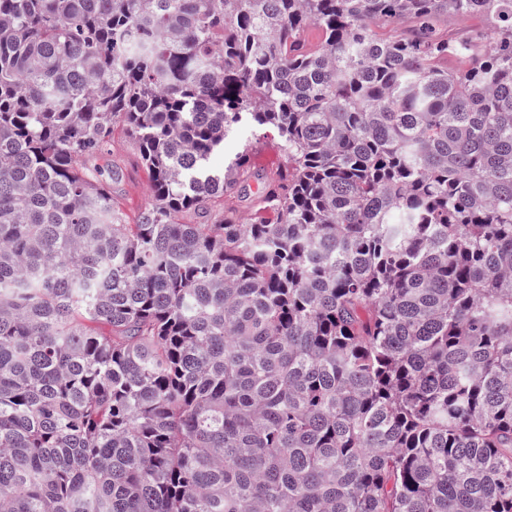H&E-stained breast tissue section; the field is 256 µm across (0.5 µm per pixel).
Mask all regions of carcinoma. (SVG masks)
<instances>
[{"mask_svg": "<svg viewBox=\"0 0 512 512\" xmlns=\"http://www.w3.org/2000/svg\"><path fill=\"white\" fill-rule=\"evenodd\" d=\"M0 512H512V0H0ZM105 161L90 160L87 166H104L102 178L112 188V198L134 224L138 215L151 202L149 175L142 164L139 149L122 124H115L112 136L103 152ZM278 139L273 132L242 131L231 135L225 145V155H234L241 151L245 145L251 146V176L245 181L246 192L236 203V209L244 224H251L260 218L273 219L270 213H256L252 201V191L256 185L257 174H270L286 164V158L277 145ZM247 194V195H246Z\"/></svg>", "mask_w": 512, "mask_h": 512, "instance_id": "obj_1", "label": "carcinoma"}]
</instances>
